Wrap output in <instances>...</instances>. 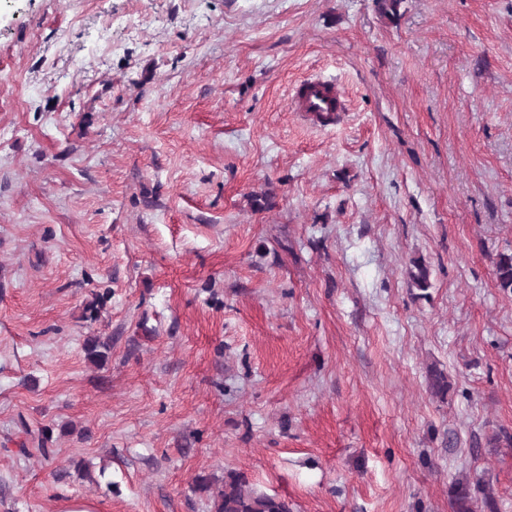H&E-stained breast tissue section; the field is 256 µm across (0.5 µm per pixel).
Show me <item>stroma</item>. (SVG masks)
<instances>
[{
    "label": "stroma",
    "instance_id": "1",
    "mask_svg": "<svg viewBox=\"0 0 512 512\" xmlns=\"http://www.w3.org/2000/svg\"><path fill=\"white\" fill-rule=\"evenodd\" d=\"M502 254L512 0H0V512H512ZM341 96L332 83L310 80L290 98V106L296 112H308L321 123L319 116L340 112ZM216 512H291L285 499L258 492L241 475L229 473L218 493ZM453 502L459 508V511H468L467 503L473 498L481 497L485 503L493 502L492 494L486 486L480 482L471 485L470 483H457L450 490Z\"/></svg>",
    "mask_w": 512,
    "mask_h": 512
}]
</instances>
